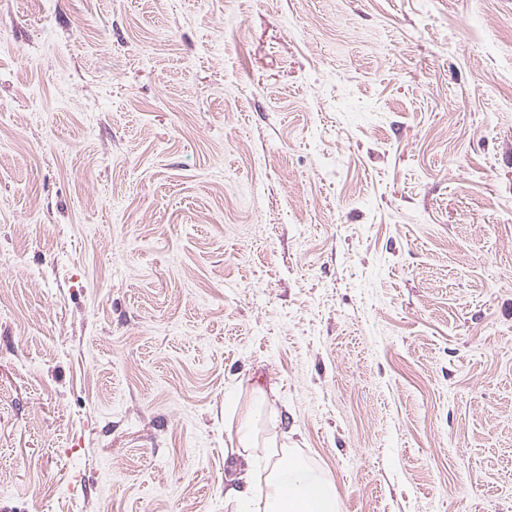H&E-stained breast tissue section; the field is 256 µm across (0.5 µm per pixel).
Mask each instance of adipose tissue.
Segmentation results:
<instances>
[{
  "label": "adipose tissue",
  "instance_id": "ef3b65f1",
  "mask_svg": "<svg viewBox=\"0 0 512 512\" xmlns=\"http://www.w3.org/2000/svg\"><path fill=\"white\" fill-rule=\"evenodd\" d=\"M263 512H339L336 487L281 456L270 473Z\"/></svg>",
  "mask_w": 512,
  "mask_h": 512
}]
</instances>
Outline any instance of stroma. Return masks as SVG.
Masks as SVG:
<instances>
[{
	"label": "stroma",
	"instance_id": "stroma-1",
	"mask_svg": "<svg viewBox=\"0 0 512 512\" xmlns=\"http://www.w3.org/2000/svg\"><path fill=\"white\" fill-rule=\"evenodd\" d=\"M512 512V0H0V512ZM288 487L284 493V488ZM335 485L283 454L268 482L263 512H339Z\"/></svg>",
	"mask_w": 512,
	"mask_h": 512
}]
</instances>
